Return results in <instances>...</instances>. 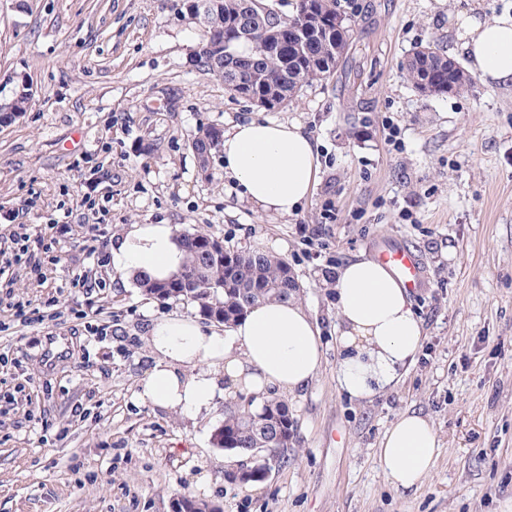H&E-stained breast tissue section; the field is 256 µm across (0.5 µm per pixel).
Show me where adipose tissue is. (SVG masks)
Instances as JSON below:
<instances>
[{
	"label": "adipose tissue",
	"instance_id": "1",
	"mask_svg": "<svg viewBox=\"0 0 512 512\" xmlns=\"http://www.w3.org/2000/svg\"><path fill=\"white\" fill-rule=\"evenodd\" d=\"M471 66L483 78L512 85V17L461 22ZM224 173L256 210L295 214L315 190L319 146L292 122L252 119L226 128ZM183 252L171 225L134 224L110 248L122 281H165ZM336 298L339 389L357 399L395 384L413 362L422 326L409 292L377 261L357 256L328 282ZM320 330L296 299L260 303L232 327L217 332L196 319L162 318L150 327L154 355L140 396L156 407L197 415L216 398L236 394L300 397L322 364ZM439 455L434 428L421 415L403 413L377 450L389 483L410 490L431 474Z\"/></svg>",
	"mask_w": 512,
	"mask_h": 512
}]
</instances>
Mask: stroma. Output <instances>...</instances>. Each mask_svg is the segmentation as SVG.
<instances>
[{"label":"stroma","instance_id":"1","mask_svg":"<svg viewBox=\"0 0 512 512\" xmlns=\"http://www.w3.org/2000/svg\"><path fill=\"white\" fill-rule=\"evenodd\" d=\"M341 5L359 23L351 74L270 111L197 66L207 31L183 0H0V103L22 81L33 91L28 112L0 125V236L76 227L57 264L13 288L53 318L0 310V389L27 394L0 405V512H171L184 495L224 512H512V86L477 76L426 97L404 69L428 44L469 67L460 17L512 15V0ZM256 117L296 122L320 146L318 185L294 215L255 211L220 151L204 164L192 149L199 127ZM131 224L277 255L300 283L323 363L287 401L298 441L267 479H225L250 459L214 445L223 407L193 417L140 399L152 321L194 310L114 281L109 246ZM386 242L426 268L411 297L423 338L394 386L358 400L336 386V300L321 276ZM81 271L87 287H70ZM407 411L441 443L409 491L376 455Z\"/></svg>","mask_w":512,"mask_h":512}]
</instances>
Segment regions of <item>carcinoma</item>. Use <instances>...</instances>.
Listing matches in <instances>:
<instances>
[{
	"label": "carcinoma",
	"instance_id": "obj_1",
	"mask_svg": "<svg viewBox=\"0 0 512 512\" xmlns=\"http://www.w3.org/2000/svg\"><path fill=\"white\" fill-rule=\"evenodd\" d=\"M248 17L255 23L251 41L237 36L239 23ZM301 17L307 27L298 31L295 23ZM355 27L354 16L341 9L339 0H294L293 13L288 17L281 16L266 0H215L208 15L209 38L230 42L233 57L221 55L216 59L212 52L199 51L197 63L221 77L236 67L249 99L261 100L277 89L286 106L310 82L335 74L337 57L329 48L337 41L352 45ZM267 32L275 36L270 53L260 49ZM407 73L417 90L423 81L440 88L442 94L450 84L458 93L472 85L462 67L448 68V55L431 45L414 50ZM218 145L215 127L200 129L192 140L193 150L202 158ZM177 239L184 251L183 279L140 282L146 294L160 301L184 300L199 315L229 326L258 303L300 298L299 284L281 258L260 250H226L219 258L211 253L212 238L206 234L181 232ZM279 433L288 436L291 443L296 441L297 428L288 404L274 398L254 409L249 401L227 408L223 424L213 433V442L226 451L250 456L255 448L280 447L274 442Z\"/></svg>",
	"mask_w": 512,
	"mask_h": 512
}]
</instances>
